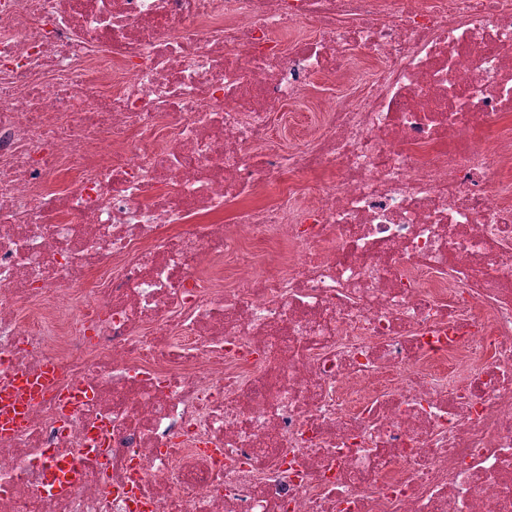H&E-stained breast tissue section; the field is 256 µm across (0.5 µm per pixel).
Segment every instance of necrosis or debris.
Wrapping results in <instances>:
<instances>
[{"mask_svg": "<svg viewBox=\"0 0 512 512\" xmlns=\"http://www.w3.org/2000/svg\"><path fill=\"white\" fill-rule=\"evenodd\" d=\"M510 112L512 0H0V512H512ZM377 62L367 56H361L350 66V71L336 80L329 81L322 78L314 80L308 93L295 102H288L280 112L284 114L282 125L275 135L276 142L284 149H288L294 141L303 135L307 122L318 119L316 104L325 98L344 101H354L361 86L355 79V72L373 68ZM50 379V373L38 377L26 376L21 378L13 389L3 392L0 423L2 430H10L21 423L28 408L48 386Z\"/></svg>", "mask_w": 512, "mask_h": 512, "instance_id": "4bbe7bcc", "label": "necrosis or debris"}]
</instances>
